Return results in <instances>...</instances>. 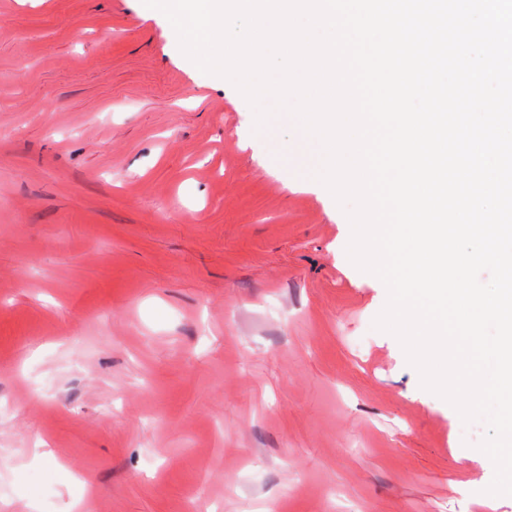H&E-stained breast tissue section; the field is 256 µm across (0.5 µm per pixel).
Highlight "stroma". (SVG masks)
I'll use <instances>...</instances> for the list:
<instances>
[{
    "label": "stroma",
    "instance_id": "obj_1",
    "mask_svg": "<svg viewBox=\"0 0 512 512\" xmlns=\"http://www.w3.org/2000/svg\"><path fill=\"white\" fill-rule=\"evenodd\" d=\"M170 28L0 0V512H479L485 425L374 329L292 130Z\"/></svg>",
    "mask_w": 512,
    "mask_h": 512
}]
</instances>
